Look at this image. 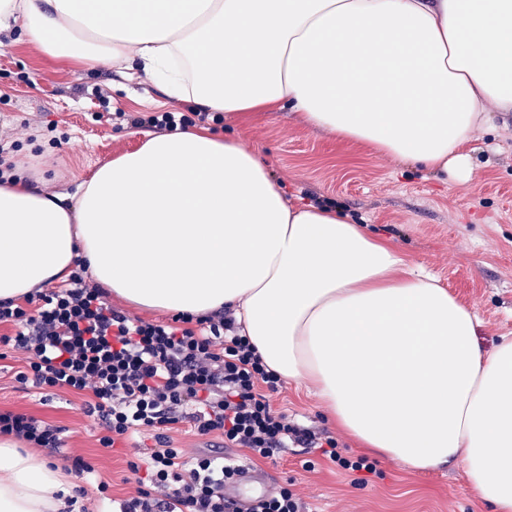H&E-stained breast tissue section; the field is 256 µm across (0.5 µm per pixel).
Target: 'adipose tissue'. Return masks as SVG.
<instances>
[{"label": "adipose tissue", "instance_id": "ef3b65f1", "mask_svg": "<svg viewBox=\"0 0 512 512\" xmlns=\"http://www.w3.org/2000/svg\"><path fill=\"white\" fill-rule=\"evenodd\" d=\"M40 54L145 74L196 111L301 113L336 139L457 178L512 112V0H0ZM84 259L129 305L228 310L281 379L360 448L415 473L452 464L512 512V336L395 243L330 204L287 201L261 150L206 127L148 137L79 194L0 183V302ZM60 467L0 438V512H66Z\"/></svg>", "mask_w": 512, "mask_h": 512}]
</instances>
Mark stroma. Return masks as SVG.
Listing matches in <instances>:
<instances>
[{
	"mask_svg": "<svg viewBox=\"0 0 512 512\" xmlns=\"http://www.w3.org/2000/svg\"><path fill=\"white\" fill-rule=\"evenodd\" d=\"M158 88L122 77L111 64L80 68L50 60L23 37L0 46V161L27 158L51 192L77 193L95 170L137 149L147 129L127 122L100 121L102 112H188ZM244 145L261 149L289 202L319 198L349 213L356 223L390 237L408 260L423 266L480 320L477 339L492 348L512 336V112H496L478 131L468 179L404 167L364 146L343 143L306 127L297 113L279 112L226 126ZM62 147H54L53 139ZM21 353L0 360V408L24 411L63 426V456L82 457L94 467L81 479L88 512H111L115 500L133 496L126 462L150 447L135 437L107 451L79 396L41 394L19 388L14 372ZM274 407L289 421L329 429L327 413L312 391L282 383ZM304 457L284 453L255 471L274 483H292L311 512H490L465 480L448 465L414 475L398 462L381 460L374 474L342 471L325 461L314 469ZM107 492H99V483Z\"/></svg>",
	"mask_w": 512,
	"mask_h": 512,
	"instance_id": "obj_1",
	"label": "stroma"
}]
</instances>
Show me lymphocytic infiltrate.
I'll use <instances>...</instances> for the list:
<instances>
[{
    "label": "lymphocytic infiltrate",
    "instance_id": "1",
    "mask_svg": "<svg viewBox=\"0 0 512 512\" xmlns=\"http://www.w3.org/2000/svg\"><path fill=\"white\" fill-rule=\"evenodd\" d=\"M62 284L0 303V345L23 352L19 383L83 396L82 409L101 432V447L130 435L153 440L127 469L137 485L119 512H304L282 484L266 496L240 504L224 486L237 470L223 451L186 457L169 433L190 424L202 436L222 437L225 449L248 459L276 461L294 444L313 448L344 470L375 472L368 458L349 459L335 437L289 422L269 395L280 380L264 365L233 318L217 312L173 314L147 321L117 310L105 289L87 280L86 265ZM63 427L24 412L0 410V435L57 452Z\"/></svg>",
    "mask_w": 512,
    "mask_h": 512
}]
</instances>
